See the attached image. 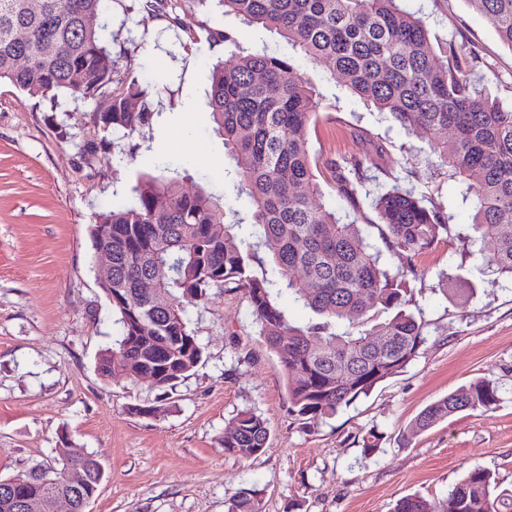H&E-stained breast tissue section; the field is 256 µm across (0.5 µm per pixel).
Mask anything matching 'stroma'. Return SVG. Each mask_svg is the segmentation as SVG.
Wrapping results in <instances>:
<instances>
[{
  "label": "stroma",
  "instance_id": "35a3bbf8",
  "mask_svg": "<svg viewBox=\"0 0 512 512\" xmlns=\"http://www.w3.org/2000/svg\"><path fill=\"white\" fill-rule=\"evenodd\" d=\"M432 41L472 49L475 79L512 103V50L469 0H403ZM214 0H110L112 59L126 79L150 91L159 114L146 133L164 161L186 169V191L222 197L229 221L251 205L238 195L222 138L212 130L209 66L232 64L236 48L296 57L276 32L228 13ZM223 23L232 43L211 41ZM297 59L322 105L310 127L319 159L380 154L367 194L400 184L469 224L453 181L436 165L425 132H405L344 87L325 64ZM95 101L28 98L0 81V476L11 477L62 449L98 456L104 479L87 512H228L238 493L260 490L265 512H392L402 497L437 498L478 462L512 485V281L456 238L415 256L414 296L428 340L404 372L335 417L311 428L288 413V394L240 292L211 289L190 308L203 348L200 364L172 389L123 377L103 381L98 353L116 332L112 307L92 259L98 213L129 197L144 156H87L100 137ZM476 290L452 295L460 279ZM494 380L500 402L484 416L458 413L418 436L412 420L429 404L475 379ZM251 409L269 429L268 446L249 460L225 455L222 436ZM383 439L362 453L370 428Z\"/></svg>",
  "mask_w": 512,
  "mask_h": 512
}]
</instances>
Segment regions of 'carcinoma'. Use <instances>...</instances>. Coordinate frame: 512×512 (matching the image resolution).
I'll list each match as a JSON object with an SVG mask.
<instances>
[{
    "mask_svg": "<svg viewBox=\"0 0 512 512\" xmlns=\"http://www.w3.org/2000/svg\"><path fill=\"white\" fill-rule=\"evenodd\" d=\"M24 0H0V81L30 98L58 103L110 98L95 112L100 140L90 156L115 148L114 135L140 137L159 113L148 90L118 78L108 24L86 26V16L105 12L107 0H42L31 12ZM227 12L277 31L301 54L340 74L355 95L408 132L423 129L438 166L456 182L472 224L456 236L486 253L491 272L512 279V109L503 108L470 75L466 49L432 44L422 19L400 0H216ZM512 50V0H468ZM25 59L18 67L15 60ZM214 131L235 162L238 190L251 204L248 229L227 220L220 199L205 189L187 193L178 169L143 172L131 200L97 216L90 235L112 247V303L116 338L96 368L108 382L118 373L135 383L142 369L158 389L173 387L202 359L185 304L200 305L214 287L240 290L266 347L283 370L289 412L309 427L335 416L385 380L403 372L426 341V324L411 306L412 257L453 229L442 207L426 206L398 185L377 195L372 207L389 249L406 255L393 272L382 251L366 242L362 225L313 200L320 195L316 171L325 167L338 196L356 213L370 155L329 159L310 154L308 131L320 108L315 87L295 61L265 50L216 61L208 91ZM452 137H443L444 131ZM167 275L157 276L159 267ZM149 281L150 288L141 287ZM288 291L314 314L294 322L280 301ZM386 314L378 323L376 318ZM387 337L377 351L373 335ZM499 402L495 382L479 378L426 407L410 435L461 411L485 415ZM268 441L263 418L240 411L224 433V453L248 460ZM87 458L37 464L0 477V512H24V501L66 494L78 484L89 495L104 472ZM229 512H263L255 489L231 503ZM392 512H512V487L473 463L441 499L409 495Z\"/></svg>",
    "mask_w": 512,
    "mask_h": 512,
    "instance_id": "obj_1",
    "label": "carcinoma"
}]
</instances>
